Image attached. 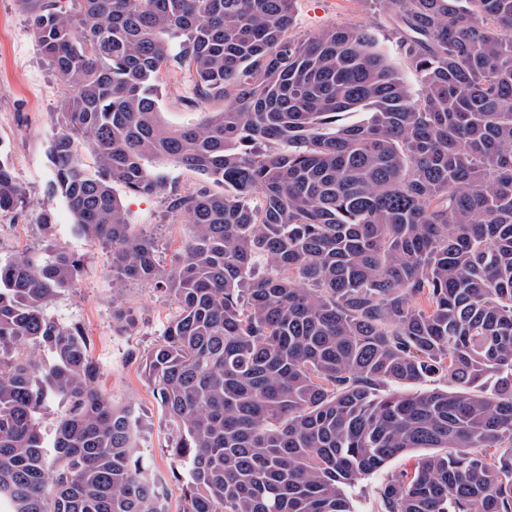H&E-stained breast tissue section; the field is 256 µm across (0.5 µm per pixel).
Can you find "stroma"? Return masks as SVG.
<instances>
[{
    "instance_id": "obj_1",
    "label": "stroma",
    "mask_w": 512,
    "mask_h": 512,
    "mask_svg": "<svg viewBox=\"0 0 512 512\" xmlns=\"http://www.w3.org/2000/svg\"><path fill=\"white\" fill-rule=\"evenodd\" d=\"M32 8L31 0H0V160L11 168L26 197L24 207L0 213V258L39 247L50 239L83 257L79 280L55 297L47 313L61 325H78L86 334L99 367L101 388L114 401L136 408L140 450L156 471L164 473L171 466L168 448L175 431L167 423L141 366L127 353L147 352L174 317L176 308L152 284L132 282L114 289L108 275L111 250L76 232L64 199L53 189L49 152L60 130L58 114L66 88L45 64L33 37ZM332 26L364 29L409 88L419 90L420 76L400 49L388 12L371 0H296L289 29L292 38L306 40ZM192 86V76L185 66L173 61L163 71L159 108L168 125L179 127L199 121L205 114L223 111L220 99L191 106ZM115 192L136 230L159 239L158 260L168 264L175 249L188 237L185 216L169 213L165 194L135 195L120 185ZM45 214L50 217L46 227L41 224ZM116 306L136 311L132 326L122 328L113 323L112 309ZM403 466V460L390 461L348 487L357 512H375L381 483Z\"/></svg>"
}]
</instances>
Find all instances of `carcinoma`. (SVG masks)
I'll return each instance as SVG.
<instances>
[{
  "instance_id": "cac0c4a2",
  "label": "carcinoma",
  "mask_w": 512,
  "mask_h": 512,
  "mask_svg": "<svg viewBox=\"0 0 512 512\" xmlns=\"http://www.w3.org/2000/svg\"><path fill=\"white\" fill-rule=\"evenodd\" d=\"M35 2L67 88L54 185L112 249V287L177 309L128 358L175 428L180 512H355L346 488L418 448L442 453L391 475L378 512H512V0H376L416 93L359 28L291 39L295 0ZM172 59L224 111L165 125ZM168 164L224 193L171 195L189 236L164 267L114 185L164 192ZM23 204L0 161V212ZM83 267L53 241L0 260V512H166L135 409L45 313ZM440 378L456 390L400 391Z\"/></svg>"
}]
</instances>
